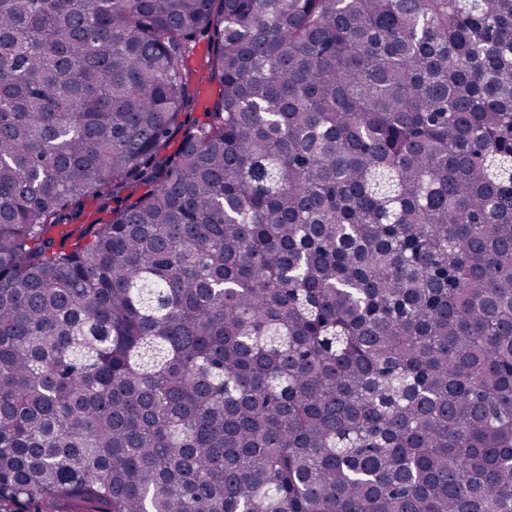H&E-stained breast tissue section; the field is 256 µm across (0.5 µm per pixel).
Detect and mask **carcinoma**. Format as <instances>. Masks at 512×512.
<instances>
[{
	"label": "carcinoma",
	"instance_id": "1",
	"mask_svg": "<svg viewBox=\"0 0 512 512\" xmlns=\"http://www.w3.org/2000/svg\"><path fill=\"white\" fill-rule=\"evenodd\" d=\"M56 505L512 512V0H0V512Z\"/></svg>",
	"mask_w": 512,
	"mask_h": 512
}]
</instances>
